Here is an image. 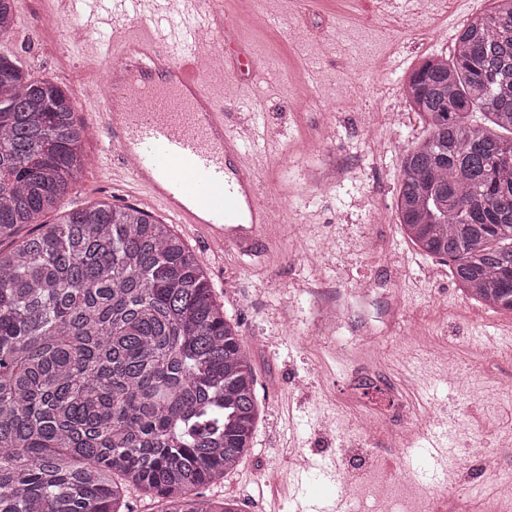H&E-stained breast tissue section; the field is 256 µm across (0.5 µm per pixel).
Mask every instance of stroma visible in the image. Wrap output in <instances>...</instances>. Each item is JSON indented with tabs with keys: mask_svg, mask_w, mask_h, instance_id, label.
Returning a JSON list of instances; mask_svg holds the SVG:
<instances>
[{
	"mask_svg": "<svg viewBox=\"0 0 512 512\" xmlns=\"http://www.w3.org/2000/svg\"><path fill=\"white\" fill-rule=\"evenodd\" d=\"M223 2L238 22L224 65L239 82L233 88L219 82L218 100L228 129L257 126L245 150L255 161L262 200L284 212L269 228L264 255L255 258L208 249L198 230L174 227L240 326L261 406L250 453L208 495L235 502L239 512H266L273 501L280 512L300 506L315 512L335 495L337 479L313 469L286 487L266 480L270 469H295L301 454L337 464L355 495L379 481L408 500L410 512L430 505L437 512H482L481 501L468 495L470 483L490 489L497 475L512 472V451L494 446L512 425V312L466 298L452 278L453 261L417 252L398 222L396 198L402 154L427 134L426 122L404 102L402 78L423 58L452 56L456 32L489 0H444L432 15L410 8L385 15L378 0H303L289 26L276 20L280 0ZM16 6L4 48L26 71L75 96L98 81V72L83 64L82 45L60 36L61 29L85 25L87 16L78 12L52 27L42 20L44 0H16ZM246 59L276 69L279 80L257 85L240 78ZM394 108L402 113L396 125L388 120ZM107 146L102 135L85 139L89 163L61 210L106 200L164 220L144 192L113 179L102 163ZM325 149L344 174L319 184L311 172ZM367 282L376 285L373 300L383 317L366 344L358 328ZM338 296L342 325L317 333L322 306ZM411 330L422 338L413 348L403 344ZM451 345L477 395L457 393L430 363L433 352ZM390 391L421 413L433 407L467 413L479 434H454L448 422L384 462L379 444L405 427L382 410ZM363 414L371 421L367 433L358 423ZM328 418L337 424L335 434L322 430ZM434 443L449 451L453 478L443 477L430 456Z\"/></svg>",
	"mask_w": 512,
	"mask_h": 512,
	"instance_id": "obj_1",
	"label": "stroma"
}]
</instances>
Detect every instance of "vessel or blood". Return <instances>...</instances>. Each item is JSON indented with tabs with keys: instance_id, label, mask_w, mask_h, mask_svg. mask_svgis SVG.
I'll list each match as a JSON object with an SVG mask.
<instances>
[{
	"instance_id": "vessel-or-blood-1",
	"label": "vessel or blood",
	"mask_w": 512,
	"mask_h": 512,
	"mask_svg": "<svg viewBox=\"0 0 512 512\" xmlns=\"http://www.w3.org/2000/svg\"><path fill=\"white\" fill-rule=\"evenodd\" d=\"M221 0H181L172 22L170 0H59L64 14L83 10L80 32L107 66L108 92L91 100L93 123L108 136L117 172L143 190L178 224L199 230L208 245L258 255L271 211L259 203L260 183L241 136L227 130L224 110L199 75V37L222 53ZM157 23L136 36L143 14ZM108 42L94 38L97 29Z\"/></svg>"
}]
</instances>
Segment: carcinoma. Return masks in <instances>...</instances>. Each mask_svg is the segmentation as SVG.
I'll return each mask as SVG.
<instances>
[{
	"label": "carcinoma",
	"mask_w": 512,
	"mask_h": 512,
	"mask_svg": "<svg viewBox=\"0 0 512 512\" xmlns=\"http://www.w3.org/2000/svg\"><path fill=\"white\" fill-rule=\"evenodd\" d=\"M493 2L453 61L403 80L429 134L404 150L396 210L466 297L512 311V0ZM86 137L67 90L0 53V243L19 238L0 252V512H132V488L158 512H239L199 489L249 453L260 405L197 254L131 205L39 222L88 165Z\"/></svg>",
	"instance_id": "cac0c4a2"
}]
</instances>
